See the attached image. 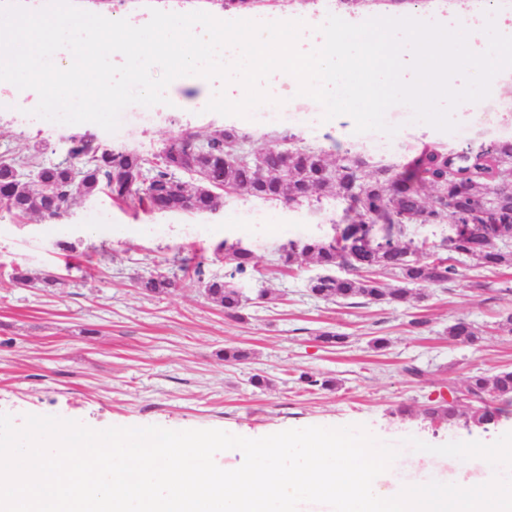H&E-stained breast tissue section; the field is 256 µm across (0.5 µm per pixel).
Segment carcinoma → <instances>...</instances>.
<instances>
[{
	"mask_svg": "<svg viewBox=\"0 0 512 512\" xmlns=\"http://www.w3.org/2000/svg\"><path fill=\"white\" fill-rule=\"evenodd\" d=\"M84 133L69 160L45 163L20 147L0 154V208L19 219L32 215L54 219L77 198L107 194L112 200L154 211L202 214L216 210L223 195L247 193L267 202L288 199L302 206L331 192L352 202L330 239L290 240L281 249L277 267L288 271L307 258L321 269L308 280L310 294L332 303L361 299L365 304L400 305L421 299L429 287H445L460 277L459 265L475 259L487 269L512 267V196L495 199L493 222L479 216L491 188L502 182L501 171L512 164V142L448 152L433 147L422 152L407 173L390 165H369L358 157L332 162L309 146H296L293 137L268 144L261 151L235 126L196 131L176 138V146L154 157L131 151L96 147ZM464 225L454 243L455 256H442L448 241L426 249L407 238L416 224H442L446 219ZM379 233L378 247L362 240ZM229 279L206 270L204 262L189 260L158 266L139 280L142 291L161 296L177 286L180 275L193 271L207 298L225 315L244 319L245 283L259 273L253 252L224 245ZM341 269L344 274H336ZM390 276L391 285L383 280ZM60 283L54 275L35 278L16 268L13 286ZM448 338L463 344L480 341L479 330L459 319L448 325ZM299 380L309 390L331 389L336 382L303 371ZM450 401L423 408L421 416L450 427L488 430L501 409L494 403L512 402V371L475 372L459 390L448 383Z\"/></svg>",
	"mask_w": 512,
	"mask_h": 512,
	"instance_id": "cac0c4a2",
	"label": "carcinoma"
}]
</instances>
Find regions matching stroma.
I'll list each match as a JSON object with an SVG mask.
<instances>
[{"label":"stroma","mask_w":512,"mask_h":512,"mask_svg":"<svg viewBox=\"0 0 512 512\" xmlns=\"http://www.w3.org/2000/svg\"><path fill=\"white\" fill-rule=\"evenodd\" d=\"M95 14H129L147 20L150 7L187 13L205 11L221 20L238 14L212 0H75ZM438 0H268L258 15L301 17L349 11L359 20L438 14ZM244 77L235 93L243 106L224 109L223 100L207 107L186 103L179 82L171 89L177 106L162 108L151 122L135 117L138 105L121 115L117 132L93 123L63 125L29 115L33 91L0 85V151L27 143L39 146L40 160L64 158L71 136L93 134L98 143L116 150L155 155L170 137L205 127L233 125L250 134L253 149L296 135L302 144L325 151L341 162L360 155L403 171L426 147L454 151L488 145L491 134L512 130V69L502 71L503 91H491L480 114L455 113L458 127L445 133L424 123L401 124L395 135L359 134L351 117L324 120L322 107L298 95L291 75L282 78L278 96L266 93L260 74L243 62ZM284 112L311 114L309 123L293 127L256 124L262 105ZM346 201L325 197L313 207L293 208L243 194L225 196L213 213L200 215L135 210L104 194L77 200L57 220H20L0 210V275L14 268L33 276L59 275L61 287H17L0 295V412L15 424L25 415H51L77 420L94 429L122 424L160 426L172 430L220 429L259 438L287 429L360 424L378 440L406 449L413 437L431 445L451 441L492 443L512 432V406L498 426L488 431L451 428L422 420L423 407L447 396L448 382L462 383L473 371L493 373L512 368V334L498 323L512 310V269L482 271L475 260L463 265V276L447 288L430 287L426 297L398 306L346 305L310 296L307 281L318 267L304 262L288 274L276 266L288 240L327 238L342 219ZM199 225L188 239V225ZM69 242L73 251L61 250ZM243 242L263 272L255 288L272 292L267 302L250 301L243 319L224 315L204 294L195 277H182L170 294L152 297L134 288L137 274L183 257L207 263L212 273L226 269L216 249L224 242ZM482 276L484 289L471 288ZM464 318L483 334L476 345L450 343L449 323ZM422 327H412V320ZM345 336L343 346L329 347L318 334ZM389 338L386 350H374L373 337ZM244 348L251 357L228 363L224 351ZM419 367L414 381L402 368ZM336 380L332 390H307L300 370ZM267 377L258 389L252 375Z\"/></svg>","instance_id":"35a3bbf8"}]
</instances>
